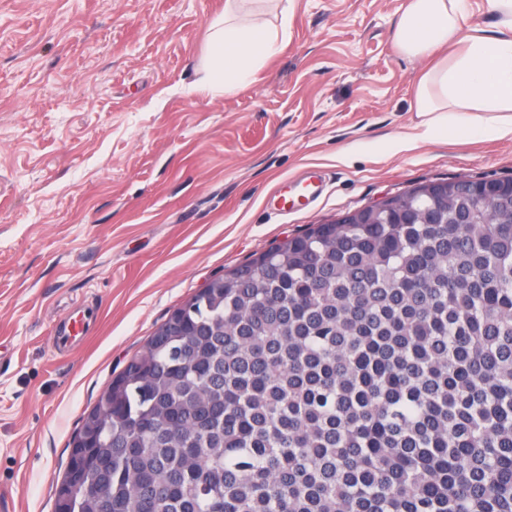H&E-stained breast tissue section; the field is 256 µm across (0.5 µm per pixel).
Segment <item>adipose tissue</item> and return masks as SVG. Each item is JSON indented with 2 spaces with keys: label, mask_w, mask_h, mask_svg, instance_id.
Returning a JSON list of instances; mask_svg holds the SVG:
<instances>
[{
  "label": "adipose tissue",
  "mask_w": 512,
  "mask_h": 512,
  "mask_svg": "<svg viewBox=\"0 0 512 512\" xmlns=\"http://www.w3.org/2000/svg\"><path fill=\"white\" fill-rule=\"evenodd\" d=\"M237 0H226L212 20L215 83L233 97L254 80L258 62L288 38L292 6L280 25L255 19L234 23ZM501 34H466V0H406L393 34L401 56L424 61L414 86V107L425 132L461 140L512 136V0H488Z\"/></svg>",
  "instance_id": "adipose-tissue-1"
}]
</instances>
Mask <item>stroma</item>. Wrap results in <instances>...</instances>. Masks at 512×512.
Instances as JSON below:
<instances>
[{"label":"stroma","mask_w":512,"mask_h":512,"mask_svg":"<svg viewBox=\"0 0 512 512\" xmlns=\"http://www.w3.org/2000/svg\"><path fill=\"white\" fill-rule=\"evenodd\" d=\"M224 3L0 0V512H53L83 413L212 277L424 182L512 178L511 136L395 149L423 67L393 50L403 0H295L230 99Z\"/></svg>","instance_id":"stroma-1"}]
</instances>
